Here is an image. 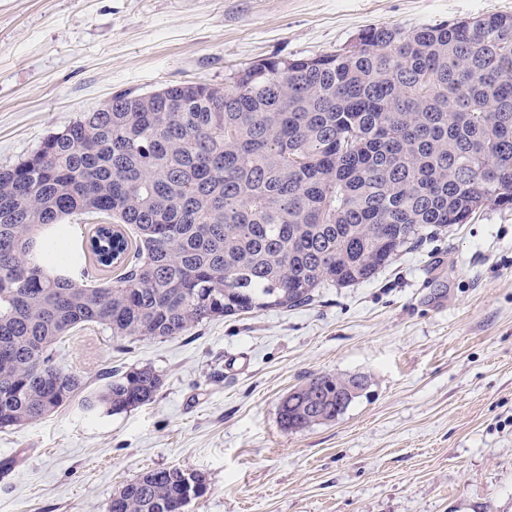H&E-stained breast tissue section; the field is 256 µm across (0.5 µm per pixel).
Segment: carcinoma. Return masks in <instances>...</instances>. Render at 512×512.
<instances>
[{"instance_id": "1", "label": "carcinoma", "mask_w": 512, "mask_h": 512, "mask_svg": "<svg viewBox=\"0 0 512 512\" xmlns=\"http://www.w3.org/2000/svg\"><path fill=\"white\" fill-rule=\"evenodd\" d=\"M361 46L258 60L215 87L118 93L0 170V428L57 411L84 388L55 344L95 323L112 336L177 337L214 318L309 303L373 278L403 251L485 206H512V14L405 31ZM105 213L56 260L59 219ZM86 261L121 273L104 287ZM149 365L112 376L83 406L153 399ZM368 387L323 374L281 400L282 430L333 422ZM199 473L146 471L108 512H179Z\"/></svg>"}]
</instances>
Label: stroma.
Segmentation results:
<instances>
[{"label":"stroma","mask_w":512,"mask_h":512,"mask_svg":"<svg viewBox=\"0 0 512 512\" xmlns=\"http://www.w3.org/2000/svg\"><path fill=\"white\" fill-rule=\"evenodd\" d=\"M488 12L512 0H0V168L120 91L221 86L369 25ZM56 358L92 389L145 364L162 385L127 411L76 398L0 430V512H108L118 487L172 467L206 478L185 512H512V209L304 306L147 341L84 324ZM322 374L369 386L336 421L282 430L281 399Z\"/></svg>","instance_id":"stroma-1"}]
</instances>
